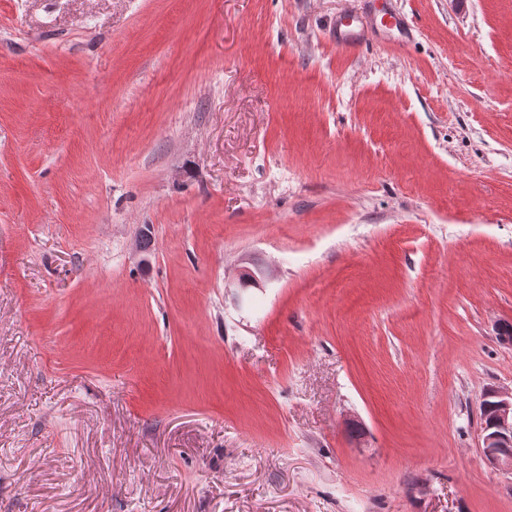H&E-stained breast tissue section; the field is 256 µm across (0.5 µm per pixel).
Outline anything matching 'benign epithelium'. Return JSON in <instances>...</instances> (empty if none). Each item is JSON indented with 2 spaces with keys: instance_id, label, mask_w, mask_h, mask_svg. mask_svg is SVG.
Instances as JSON below:
<instances>
[{
  "instance_id": "obj_1",
  "label": "benign epithelium",
  "mask_w": 512,
  "mask_h": 512,
  "mask_svg": "<svg viewBox=\"0 0 512 512\" xmlns=\"http://www.w3.org/2000/svg\"><path fill=\"white\" fill-rule=\"evenodd\" d=\"M492 419L481 426V451L487 464L512 475V391L490 390Z\"/></svg>"
}]
</instances>
